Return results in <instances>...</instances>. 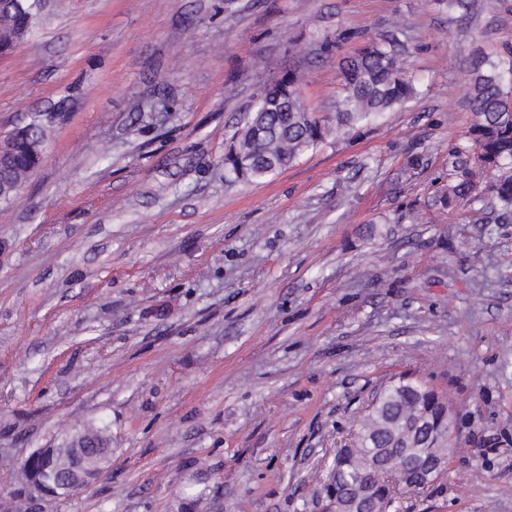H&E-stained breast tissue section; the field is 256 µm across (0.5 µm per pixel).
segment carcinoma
<instances>
[{
    "label": "carcinoma",
    "instance_id": "obj_1",
    "mask_svg": "<svg viewBox=\"0 0 512 512\" xmlns=\"http://www.w3.org/2000/svg\"><path fill=\"white\" fill-rule=\"evenodd\" d=\"M24 10L0 13V29L21 26L32 15L27 0ZM344 94L336 99L334 113L318 118L305 105L302 79L294 72L266 85L258 95L250 122L236 144L224 155V169L235 181H257L293 164L307 150L331 133L347 135L390 112L414 93V86L393 49L374 41L340 61ZM503 76L495 65L484 63L471 70V127L478 149L477 161L491 170L501 217H512V108L504 97ZM448 397L420 381L403 375L380 389L371 414L356 442L332 457L328 471L335 480L323 485L322 512H333L336 503L371 484L373 500L364 505L373 512L382 500L395 501L393 481L406 485L408 477L431 460L434 451L451 458L455 428L448 427ZM83 437L98 452H112L104 430L88 426ZM375 448H393L396 455L386 471L368 468Z\"/></svg>",
    "mask_w": 512,
    "mask_h": 512
}]
</instances>
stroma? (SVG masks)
<instances>
[{
	"instance_id": "35a3bbf8",
	"label": "stroma",
	"mask_w": 512,
	"mask_h": 512,
	"mask_svg": "<svg viewBox=\"0 0 512 512\" xmlns=\"http://www.w3.org/2000/svg\"><path fill=\"white\" fill-rule=\"evenodd\" d=\"M468 3L41 0L0 56V140L50 122L0 203V512H322L327 459L404 374L457 436L401 512H512V220L481 218L467 84L490 57L512 101V0ZM371 39L415 97L226 180L264 86L296 71L328 115ZM466 173L475 204L441 203ZM91 423L104 473L32 499L30 452Z\"/></svg>"
}]
</instances>
